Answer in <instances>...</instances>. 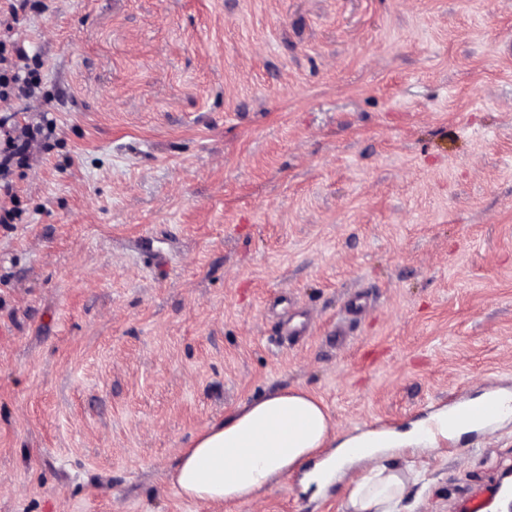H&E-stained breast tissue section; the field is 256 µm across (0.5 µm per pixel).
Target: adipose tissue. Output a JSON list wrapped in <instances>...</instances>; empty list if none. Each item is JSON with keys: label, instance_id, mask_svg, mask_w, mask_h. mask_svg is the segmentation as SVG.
<instances>
[{"label": "adipose tissue", "instance_id": "adipose-tissue-1", "mask_svg": "<svg viewBox=\"0 0 512 512\" xmlns=\"http://www.w3.org/2000/svg\"><path fill=\"white\" fill-rule=\"evenodd\" d=\"M449 426L444 416L415 425L402 435L382 432L365 436L368 466L359 476L344 479L354 462V439L337 440L335 425L324 404L297 388L252 401L224 420L201 429L182 449L169 482L190 501L234 504L251 501L268 484L304 471L306 484L324 491L343 481L348 512H396L417 476L391 463L385 450L395 439L434 443L437 436L466 430Z\"/></svg>", "mask_w": 512, "mask_h": 512}]
</instances>
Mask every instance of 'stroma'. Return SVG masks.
<instances>
[{
    "label": "stroma",
    "mask_w": 512,
    "mask_h": 512,
    "mask_svg": "<svg viewBox=\"0 0 512 512\" xmlns=\"http://www.w3.org/2000/svg\"><path fill=\"white\" fill-rule=\"evenodd\" d=\"M44 2L13 32L40 134L0 224V512H345L168 475L280 391L344 436L512 390V0ZM390 459L422 475L400 512H512V419Z\"/></svg>",
    "instance_id": "1"
}]
</instances>
